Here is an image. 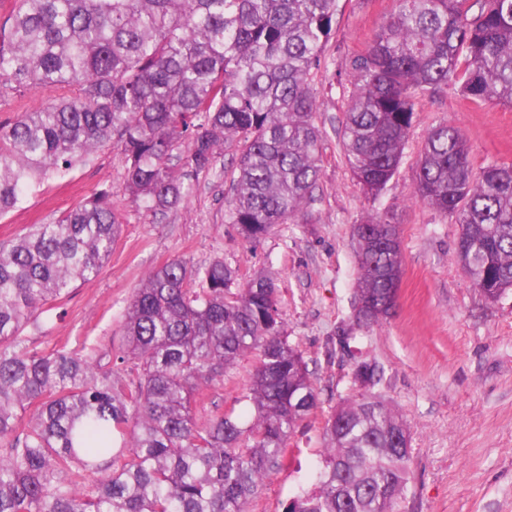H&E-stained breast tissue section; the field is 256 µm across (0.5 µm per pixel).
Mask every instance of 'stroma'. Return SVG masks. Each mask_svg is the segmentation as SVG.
<instances>
[{
  "label": "stroma",
  "mask_w": 512,
  "mask_h": 512,
  "mask_svg": "<svg viewBox=\"0 0 512 512\" xmlns=\"http://www.w3.org/2000/svg\"><path fill=\"white\" fill-rule=\"evenodd\" d=\"M396 0H340L336 30L311 86L319 102L321 178L306 211L307 223L282 224L260 243L244 241L227 220L229 170L236 152L225 148L216 170L191 175L182 206L153 216L125 191L117 147L99 149L69 174L51 177L0 217V240L44 224L76 207L95 190L111 188L123 232L108 262L28 328L32 346L48 352L86 348L103 368L120 370L125 308L145 275L175 258L201 265L223 260L242 279L275 274L291 341L298 345L319 406L288 440L278 468L265 480L250 512H284L297 493L316 485L324 421L356 395V360L383 371L377 387L411 425L412 480L400 512H512V290L497 300L473 288L457 261L460 227L413 196L418 155L427 132L447 122L469 146L474 173L512 162V106L476 108L453 89L417 96L415 122L399 167L378 197L353 179L341 145L348 91L337 78L371 44ZM389 212L399 227L403 274L392 317L365 328L355 324L358 243L353 226L373 211ZM353 328L350 349L338 344ZM256 365L241 357L198 401L200 418L235 410Z\"/></svg>",
  "instance_id": "1"
}]
</instances>
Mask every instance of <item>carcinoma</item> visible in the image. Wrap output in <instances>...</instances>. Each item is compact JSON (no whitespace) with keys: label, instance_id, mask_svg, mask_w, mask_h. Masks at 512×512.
Wrapping results in <instances>:
<instances>
[{"label":"carcinoma","instance_id":"1","mask_svg":"<svg viewBox=\"0 0 512 512\" xmlns=\"http://www.w3.org/2000/svg\"><path fill=\"white\" fill-rule=\"evenodd\" d=\"M338 2L19 0L0 27V90L49 87L59 97L0 126V217L43 176L111 143L129 198L156 215L192 193L187 171L214 169L233 143L238 234L257 243L305 217L321 173L310 80ZM346 80V163L376 196L402 159L417 93L452 86L472 105H512V0H397ZM414 193L459 224L474 288L490 300L512 290V162L474 175L466 139L442 123L425 138ZM122 228L101 188L0 241V512H249L319 404L273 275L241 285L222 260L149 271L123 320L128 380L75 350L30 348L37 313L97 276ZM353 234L369 327L396 306L398 228L376 212ZM252 352L244 398L254 414L198 421L199 396ZM353 377L358 394L325 420L316 487L285 512H397L405 498L410 426L374 391L378 365Z\"/></svg>","mask_w":512,"mask_h":512}]
</instances>
